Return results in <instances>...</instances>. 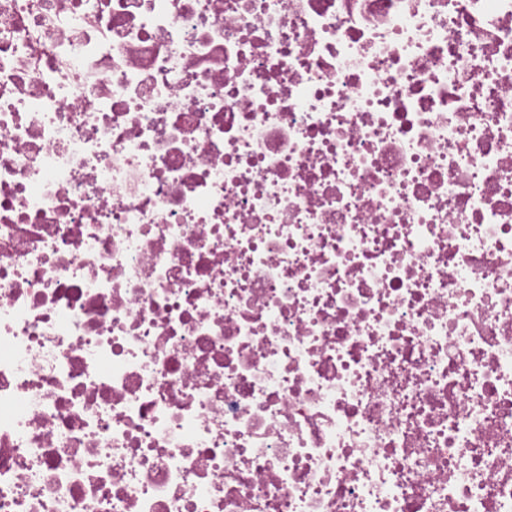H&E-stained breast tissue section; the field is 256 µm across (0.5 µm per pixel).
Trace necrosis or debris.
Returning <instances> with one entry per match:
<instances>
[{"label": "necrosis or debris", "mask_w": 512, "mask_h": 512, "mask_svg": "<svg viewBox=\"0 0 512 512\" xmlns=\"http://www.w3.org/2000/svg\"><path fill=\"white\" fill-rule=\"evenodd\" d=\"M0 512H512V0H0Z\"/></svg>", "instance_id": "obj_1"}]
</instances>
